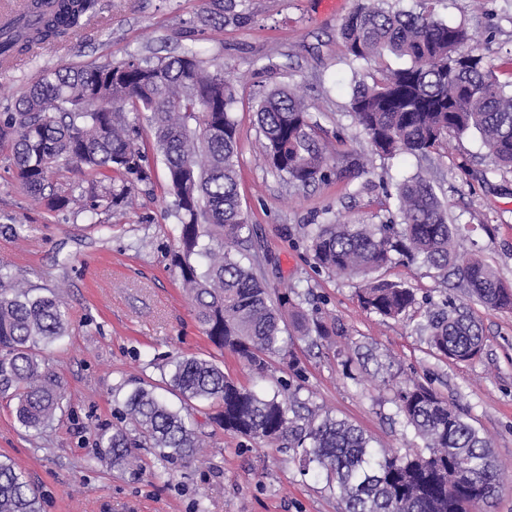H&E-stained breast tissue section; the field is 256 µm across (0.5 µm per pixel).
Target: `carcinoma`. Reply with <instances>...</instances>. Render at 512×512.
Masks as SVG:
<instances>
[{
  "instance_id": "cac0c4a2",
  "label": "carcinoma",
  "mask_w": 512,
  "mask_h": 512,
  "mask_svg": "<svg viewBox=\"0 0 512 512\" xmlns=\"http://www.w3.org/2000/svg\"><path fill=\"white\" fill-rule=\"evenodd\" d=\"M422 11H394L385 0H361L344 18L340 35L354 61L374 64L371 83L352 93L350 109L373 152L428 157L448 137L478 133L498 165L512 168V81L503 82L494 64L466 50L471 34L435 17L432 0ZM98 0H31L36 24L5 39L0 55L20 54L30 41L56 42L96 13ZM410 65L389 69L385 54ZM162 77L145 81L147 69ZM233 84L224 69L210 70L197 54L113 65L90 63L44 70L0 114V148H8L20 188L53 210L79 205L91 215H110L132 202L135 183L150 180L137 144L146 116L153 147L168 174L177 224L176 266L185 294L203 332L259 375L288 351L285 333L330 334L318 306L306 309L300 294L271 298L262 280L236 258L233 249L249 240L250 227L238 190L239 134L232 113ZM261 154L277 176L299 186L322 181L330 157L319 139L320 126L301 88L279 87L256 106ZM208 117L224 134L202 146L193 127ZM73 163L83 178L56 186L52 165ZM400 223L338 224L326 219L307 232L314 265L336 276L363 275L361 307L397 320L419 303L400 282L373 273L396 264H422L439 281L454 275L489 309L512 308V286L475 254L460 251L459 229L430 181L420 175L396 187ZM436 306V305H434ZM69 318L55 295H34L22 279L0 273V393L13 391L20 427L40 431L62 410L58 380L45 351L66 335ZM427 343L434 354L466 361L484 346L479 323L467 311L436 306L429 313ZM166 388L186 402L216 404L227 432L288 448L301 470L322 476L342 512H465L486 504L483 491L495 488L502 467L490 443L430 386H400L395 403L420 451L401 455L378 448L361 429L343 419L309 409L297 397L246 388L213 359L178 356L170 362ZM121 414L132 428L99 435L112 465L140 467L135 449L152 448L166 461L193 460L204 442L190 414L171 407L144 385L134 387ZM0 512H41L38 491L14 464L0 459Z\"/></svg>"
}]
</instances>
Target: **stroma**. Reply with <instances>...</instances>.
<instances>
[{"label":"stroma","instance_id":"1","mask_svg":"<svg viewBox=\"0 0 512 512\" xmlns=\"http://www.w3.org/2000/svg\"><path fill=\"white\" fill-rule=\"evenodd\" d=\"M360 0H98L97 13L65 42L12 69H0V112L45 69L123 63L191 49L223 67L234 85L239 130L238 183L254 233V270L270 293L307 294L333 323L330 336L289 340L291 361H273L258 378L216 349L197 322L172 263L175 220L166 169L149 134L139 143L151 180L138 184L133 207L106 223L74 211H51L17 184L8 150H0V267L27 287L54 292L69 315L67 336L46 353L64 393V410L41 432L17 423L14 402L0 395V458L24 472L41 494L42 512H341L324 481L302 475L291 451L224 431L216 406L195 404V431L205 456L170 464L139 449L143 468L118 470L96 445L98 429L119 425L122 399L137 382L165 394L169 357L210 356L241 385L267 394H297L310 408L360 426L377 445L422 449L397 411L396 385L431 384L489 440L504 468L491 512H512V310L485 308L458 286L440 283L420 264H394L387 279L418 297L449 300L482 326L475 358L434 356L420 324L427 305L382 320L358 303L360 280L318 270L306 248L307 225L323 217L379 224L396 215L388 192L423 175L462 230L461 250L478 251L512 286V170L496 167L479 135L450 137L440 153L383 159L350 113L354 86L368 72L351 60L339 31ZM436 17L474 35V54L512 79V0H435ZM301 86L333 157L325 181L293 186L259 158L258 99L280 86Z\"/></svg>","mask_w":512,"mask_h":512}]
</instances>
